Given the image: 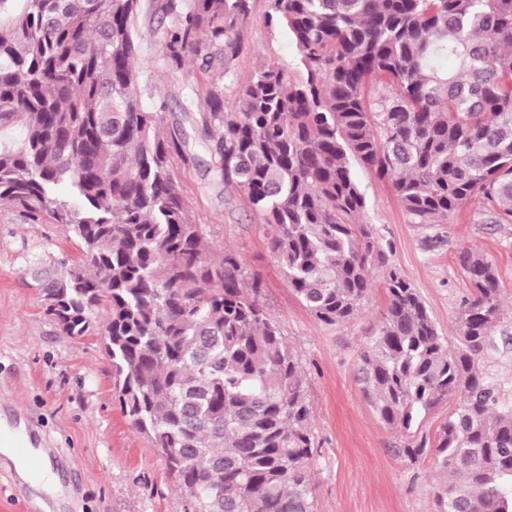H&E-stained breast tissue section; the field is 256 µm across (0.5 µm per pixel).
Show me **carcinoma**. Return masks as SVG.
Here are the masks:
<instances>
[{
	"label": "carcinoma",
	"instance_id": "carcinoma-1",
	"mask_svg": "<svg viewBox=\"0 0 512 512\" xmlns=\"http://www.w3.org/2000/svg\"><path fill=\"white\" fill-rule=\"evenodd\" d=\"M293 63L266 65L200 113L216 179L243 193L297 300L355 319L382 274L387 306L361 357L366 400L442 475L433 512H512V406L481 369L505 285L483 253L455 254L472 293L448 341L393 260L353 163L388 181L409 224L473 203L512 224V0H269ZM252 0H0V206L77 243L37 279L69 337H109L114 398L157 448L188 512H314L307 372L264 310L263 281L209 250L174 161L167 104L144 101L140 27L171 71L234 69ZM66 183L70 196L57 187ZM455 407L435 443L416 435ZM455 407V400H444L439 404L421 423L418 432L420 435L427 434L430 440L433 439L440 425L448 419V415Z\"/></svg>",
	"mask_w": 512,
	"mask_h": 512
}]
</instances>
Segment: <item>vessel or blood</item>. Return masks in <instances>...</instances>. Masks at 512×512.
Returning a JSON list of instances; mask_svg holds the SVG:
<instances>
[{"instance_id":"vessel-or-blood-1","label":"vessel or blood","mask_w":512,"mask_h":512,"mask_svg":"<svg viewBox=\"0 0 512 512\" xmlns=\"http://www.w3.org/2000/svg\"><path fill=\"white\" fill-rule=\"evenodd\" d=\"M0 446L10 451L13 479L42 488L43 493L34 505L35 512H58L62 494L48 487L45 481L52 449L42 447L32 429L20 431L10 424H0Z\"/></svg>"}]
</instances>
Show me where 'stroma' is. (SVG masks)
<instances>
[{
  "label": "stroma",
  "instance_id": "35a3bbf8",
  "mask_svg": "<svg viewBox=\"0 0 512 512\" xmlns=\"http://www.w3.org/2000/svg\"><path fill=\"white\" fill-rule=\"evenodd\" d=\"M269 0H253L235 61L234 84L254 70L285 64L294 52L288 34L266 22ZM162 48L142 32L137 69L172 112L186 100L195 111L206 108L209 85L223 84L220 68L201 61L178 72L160 68ZM193 160L176 171L193 218L213 247L231 248L249 272L264 283L266 312L280 325L308 372V395L318 454L311 465L315 512H431V492L440 477L430 460L398 455L405 435L384 424L365 402L357 367L382 312L386 295L378 286L352 321L328 325L295 298L269 249L268 227L252 213L242 193L215 179L213 159L202 130L189 132ZM354 175L366 198L364 218L392 244L394 261L423 296L445 336H453L468 283L455 260L472 247L498 267L507 287L501 329L512 335V224H476L466 205L435 231L408 223L388 183L362 167ZM440 243L429 246V234ZM48 246L50 252L77 255L75 242L50 224H28L16 211L0 208V412L23 411L38 426L49 447L62 449L51 473L55 483L76 485L74 500L59 512H185L186 495L168 473L157 449L136 432L113 395L112 366L100 337L63 335L44 314L42 295L23 259L25 251Z\"/></svg>",
  "mask_w": 512,
  "mask_h": 512
}]
</instances>
